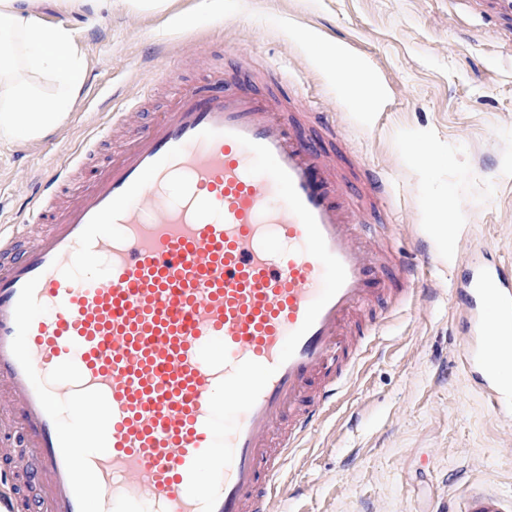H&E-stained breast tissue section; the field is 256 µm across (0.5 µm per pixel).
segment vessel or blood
I'll list each match as a JSON object with an SVG mask.
<instances>
[{"label": "vessel or blood", "instance_id": "vessel-or-blood-1", "mask_svg": "<svg viewBox=\"0 0 512 512\" xmlns=\"http://www.w3.org/2000/svg\"><path fill=\"white\" fill-rule=\"evenodd\" d=\"M319 112L239 78L180 95L56 209L0 231V398L31 450L0 465V512H269L285 463L415 280L357 224L388 195L332 161ZM462 367L496 413L512 394V267L456 291ZM36 485L39 499L24 488ZM456 512H512L491 488Z\"/></svg>", "mask_w": 512, "mask_h": 512}]
</instances>
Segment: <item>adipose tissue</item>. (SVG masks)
<instances>
[{"instance_id": "adipose-tissue-1", "label": "adipose tissue", "mask_w": 512, "mask_h": 512, "mask_svg": "<svg viewBox=\"0 0 512 512\" xmlns=\"http://www.w3.org/2000/svg\"><path fill=\"white\" fill-rule=\"evenodd\" d=\"M168 0H0V141L36 140L55 130L72 111L86 79L73 31L43 24L41 9L70 14L118 7L165 9ZM325 65L343 76V93L369 110L379 87L365 66L340 46L322 53Z\"/></svg>"}]
</instances>
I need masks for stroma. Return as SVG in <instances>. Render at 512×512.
<instances>
[{
    "instance_id": "1",
    "label": "stroma",
    "mask_w": 512,
    "mask_h": 512,
    "mask_svg": "<svg viewBox=\"0 0 512 512\" xmlns=\"http://www.w3.org/2000/svg\"><path fill=\"white\" fill-rule=\"evenodd\" d=\"M198 0L165 11L119 8L94 20L53 9L70 26L87 75L72 112L48 136L0 142V225L19 221L46 170L70 162L127 100L143 124L178 91L216 87L244 58L278 74L297 106L328 114L330 150L388 183L393 250L416 267L344 390L284 467L273 512H448L472 485L512 498V421L465 376L454 290L463 258L512 263V14L481 0H224L198 28ZM341 43L382 83L362 112L314 44ZM430 148L423 170L409 149ZM449 197V243L431 233L426 200Z\"/></svg>"
}]
</instances>
